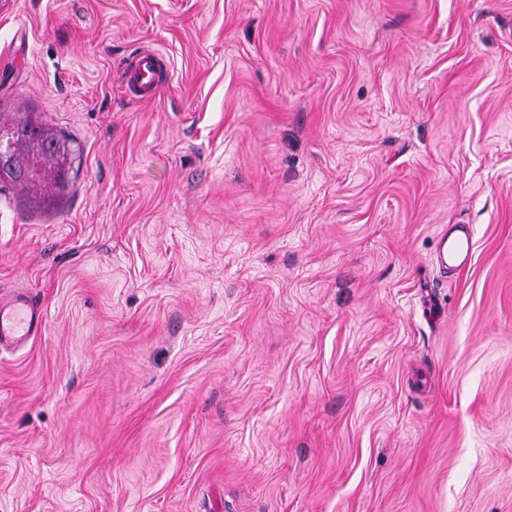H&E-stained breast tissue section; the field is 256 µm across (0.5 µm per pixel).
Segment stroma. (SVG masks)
<instances>
[{
    "instance_id": "obj_1",
    "label": "stroma",
    "mask_w": 512,
    "mask_h": 512,
    "mask_svg": "<svg viewBox=\"0 0 512 512\" xmlns=\"http://www.w3.org/2000/svg\"><path fill=\"white\" fill-rule=\"evenodd\" d=\"M29 112L0 512H512V0H0ZM157 70V56L154 54L141 55L137 62L134 84L143 90L144 95L154 93ZM6 141L14 142H36L40 149L35 147L28 148L25 157L18 156L14 170L10 167H0V182L12 184L14 186L26 187L35 195L31 199L33 205L41 207L56 197L55 190L61 192L66 189L69 182V172L71 163L68 167L71 149L68 142L55 134H50L45 124L38 118L26 115L18 121H2L0 114V134ZM22 165L26 167H37L40 170L44 167L47 171L54 173L52 187L54 192L48 193L47 189L39 187V183H32L26 177H35L38 179L40 173L33 172L31 169L25 171V176L21 175ZM439 247L443 258H446L447 255L449 259H453L456 262L463 264L467 261L469 256L471 241L467 236L460 241H449V238L446 239L445 237H442ZM44 311L25 294L0 304V344L18 345L37 336L44 323Z\"/></svg>"
}]
</instances>
